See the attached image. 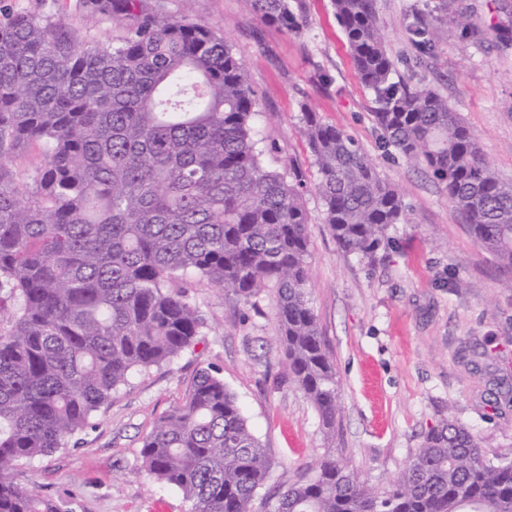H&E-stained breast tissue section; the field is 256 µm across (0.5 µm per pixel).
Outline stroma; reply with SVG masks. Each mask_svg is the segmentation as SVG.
<instances>
[{"label": "stroma", "mask_w": 512, "mask_h": 512, "mask_svg": "<svg viewBox=\"0 0 512 512\" xmlns=\"http://www.w3.org/2000/svg\"><path fill=\"white\" fill-rule=\"evenodd\" d=\"M11 3L66 17L100 40L112 37V22L88 23L72 0ZM462 5L474 23L488 26L485 40L443 30L433 53L422 56L409 43L406 16L435 13L438 0H375L398 73L447 97L498 176L512 181V42H499L495 32L512 27V0ZM190 7L244 62L257 98L255 127L278 148L271 166L303 173L309 292L334 359L335 431L324 432L288 379L273 291L236 305L198 282L189 294L207 323L199 341L170 364L134 374L92 428L24 466L21 482L65 512H189L180 493L141 470L139 452L197 372L211 366L270 460L255 512L312 476L329 453L365 484L387 487L445 419L467 427L487 459L512 460V275L474 241L443 184L380 148L372 95L354 71L331 0H305L309 25L298 36L265 24L244 0H193ZM324 73L330 85L321 84ZM306 108L353 138L404 197L405 221L391 227L392 246L375 261L344 253L323 222L317 169L302 135ZM457 279L462 287H454Z\"/></svg>", "instance_id": "stroma-1"}]
</instances>
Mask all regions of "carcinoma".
<instances>
[{"instance_id": "carcinoma-1", "label": "carcinoma", "mask_w": 512, "mask_h": 512, "mask_svg": "<svg viewBox=\"0 0 512 512\" xmlns=\"http://www.w3.org/2000/svg\"><path fill=\"white\" fill-rule=\"evenodd\" d=\"M263 22L299 35L304 0H244ZM361 84L373 95L380 147L445 185L474 240L512 271V183L439 92L397 74L374 0H332ZM112 21L100 42L64 19L0 11V512H62L24 487V465L92 425L132 375L167 364L203 335L196 281L247 304L276 291L288 375L325 432L336 373L308 289L302 183L269 169L253 126L257 100L224 35L189 9L147 0H77ZM448 24L484 31L457 0L407 25L422 54ZM324 223L339 248L368 260L390 248L406 215L367 153L303 112ZM45 162L21 178L30 144ZM141 467L183 494L190 512H253L269 462L218 372L200 370L185 401L144 438ZM273 512H512V461L486 459L475 436L445 420L388 487L332 456L283 491Z\"/></svg>"}]
</instances>
